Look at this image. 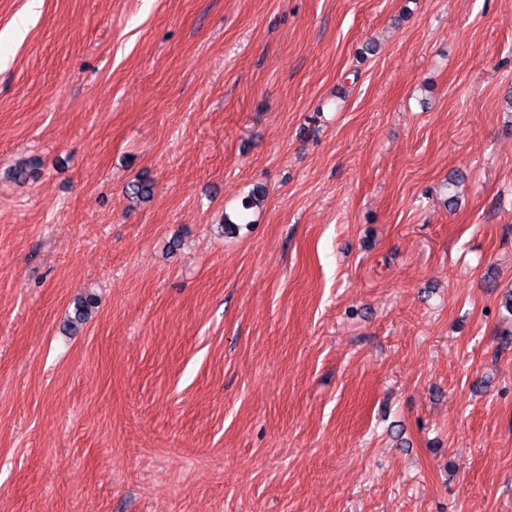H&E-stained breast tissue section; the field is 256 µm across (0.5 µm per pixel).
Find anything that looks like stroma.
I'll return each instance as SVG.
<instances>
[{"label":"stroma","mask_w":512,"mask_h":512,"mask_svg":"<svg viewBox=\"0 0 512 512\" xmlns=\"http://www.w3.org/2000/svg\"><path fill=\"white\" fill-rule=\"evenodd\" d=\"M509 286L512 0H0V512H512Z\"/></svg>","instance_id":"obj_1"}]
</instances>
